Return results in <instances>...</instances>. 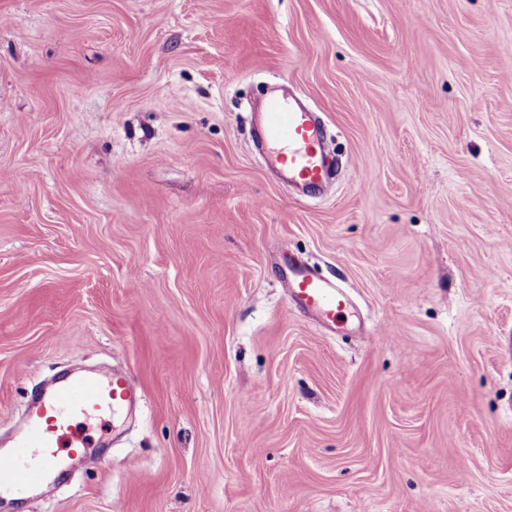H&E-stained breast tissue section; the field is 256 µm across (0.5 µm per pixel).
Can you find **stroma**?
Masks as SVG:
<instances>
[{"mask_svg":"<svg viewBox=\"0 0 512 512\" xmlns=\"http://www.w3.org/2000/svg\"><path fill=\"white\" fill-rule=\"evenodd\" d=\"M270 86L323 193L253 144ZM116 367L102 465L0 512H512V0H0V436ZM259 139L271 166L306 192L319 189L329 174L324 132L312 112L290 98L271 94L259 118ZM288 295L299 307L312 312L326 325H336L349 311L347 295L336 284L316 275L307 266H291Z\"/></svg>","mask_w":512,"mask_h":512,"instance_id":"obj_1","label":"stroma"}]
</instances>
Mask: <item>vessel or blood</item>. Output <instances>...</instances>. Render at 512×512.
Returning a JSON list of instances; mask_svg holds the SVG:
<instances>
[{
  "label": "vessel or blood",
  "mask_w": 512,
  "mask_h": 512,
  "mask_svg": "<svg viewBox=\"0 0 512 512\" xmlns=\"http://www.w3.org/2000/svg\"><path fill=\"white\" fill-rule=\"evenodd\" d=\"M259 139L271 166L286 174L289 183L312 192L329 174L324 132L312 112L290 98L272 94L259 118ZM287 283L288 295L299 307L324 324L333 325L349 311L347 295L309 267L295 266ZM138 393L126 374L107 377L64 375L26 405L23 423L8 450H0V493L44 485L58 464L57 448L68 446L69 457H85L101 465V458L85 456L86 443L76 422L131 407Z\"/></svg>",
  "instance_id": "1"
}]
</instances>
